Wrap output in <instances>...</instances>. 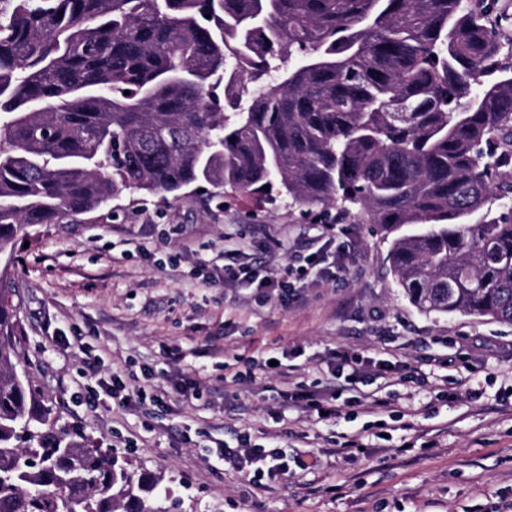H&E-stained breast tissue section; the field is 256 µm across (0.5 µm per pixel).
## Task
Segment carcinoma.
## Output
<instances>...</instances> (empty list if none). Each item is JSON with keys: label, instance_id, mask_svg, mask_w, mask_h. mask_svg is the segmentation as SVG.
Instances as JSON below:
<instances>
[{"label": "carcinoma", "instance_id": "carcinoma-1", "mask_svg": "<svg viewBox=\"0 0 512 512\" xmlns=\"http://www.w3.org/2000/svg\"><path fill=\"white\" fill-rule=\"evenodd\" d=\"M497 0H11L0 255L123 190L193 184L392 237L425 314L512 325V39ZM0 303V512H161L159 480L71 441Z\"/></svg>", "mask_w": 512, "mask_h": 512}]
</instances>
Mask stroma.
Here are the masks:
<instances>
[{"label": "stroma", "instance_id": "1", "mask_svg": "<svg viewBox=\"0 0 512 512\" xmlns=\"http://www.w3.org/2000/svg\"><path fill=\"white\" fill-rule=\"evenodd\" d=\"M212 192L194 185L164 199L126 191L113 199L110 220L42 224L27 246H16L21 261L6 298L20 318L17 340L32 381L58 427L161 477L176 512H512V325L419 312L389 271V239L360 221H337L335 205L307 211L284 197L234 192L220 202ZM228 236L250 239L258 257L268 239L280 242L273 260L281 269L293 255L322 249L345 270L337 281L292 290L284 306L258 304L220 281L200 288L169 274L175 254L213 259ZM78 339L102 356L106 379L129 358L166 378L175 368L161 345L211 342L232 354L292 352L307 385L326 380L321 357L336 346L398 359L430 383L394 387L408 428L389 442L363 416L319 426L291 418L292 430L307 437L313 482L261 490L213 459L208 445L219 424L285 445L267 393H255L250 411L238 413L224 395L221 360L189 354L180 367L204 378L201 400L134 410L106 396L97 410ZM470 388L479 400L467 399ZM347 434L365 448L354 464L325 453Z\"/></svg>", "mask_w": 512, "mask_h": 512}]
</instances>
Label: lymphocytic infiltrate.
<instances>
[{
    "label": "lymphocytic infiltrate",
    "instance_id": "1",
    "mask_svg": "<svg viewBox=\"0 0 512 512\" xmlns=\"http://www.w3.org/2000/svg\"><path fill=\"white\" fill-rule=\"evenodd\" d=\"M223 262L221 271H214L209 264H193L189 271L191 280L197 285H211L215 276H222L228 288L254 290L256 296L264 301L278 298L287 301L291 286L289 278L313 277L314 281L336 280L342 272L341 263L324 261L322 256H313L305 266L296 271H281L273 267L269 260L252 259L248 246H236L220 253ZM324 363L328 373L342 386L340 389H321L295 384L277 391L275 418L283 422L287 411H298L314 418L316 422H327L341 416L344 409L357 408L363 415H393L392 402L373 392L363 391L362 383L367 379H383L385 386L401 385L416 379L417 370L403 371L399 362L388 359H372L357 352L337 346L326 351ZM248 372L235 371L230 381L236 387L235 397H242L252 387L265 385L267 379H286L290 376V367L286 363L270 365L268 358L250 357L247 360ZM105 391L118 405L138 408L159 407L166 405L173 398L200 399L201 392L197 381H188L183 376H176L156 384H139L128 382L120 377H113L111 383L105 384ZM285 437H292L293 431L286 427ZM235 445H228L223 439L213 441L212 455L224 462L229 470L238 473L253 486L266 489L291 479L304 477L309 470L302 455H287L282 448H269L256 443L248 431H236Z\"/></svg>",
    "mask_w": 512,
    "mask_h": 512
}]
</instances>
